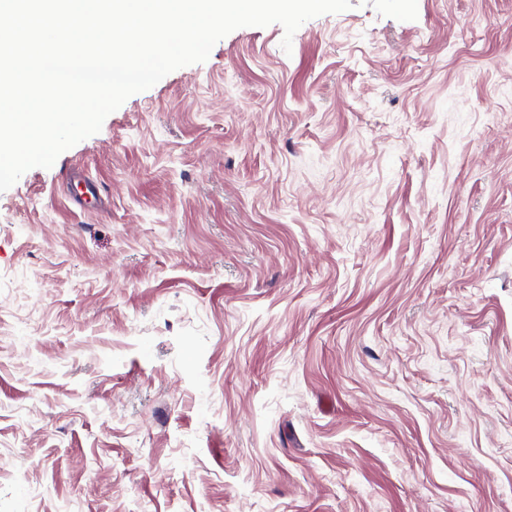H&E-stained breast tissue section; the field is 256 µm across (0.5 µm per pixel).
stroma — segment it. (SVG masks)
<instances>
[{
  "label": "stroma",
  "mask_w": 512,
  "mask_h": 512,
  "mask_svg": "<svg viewBox=\"0 0 512 512\" xmlns=\"http://www.w3.org/2000/svg\"><path fill=\"white\" fill-rule=\"evenodd\" d=\"M350 2L0 193V512H512V0Z\"/></svg>",
  "instance_id": "1"
}]
</instances>
